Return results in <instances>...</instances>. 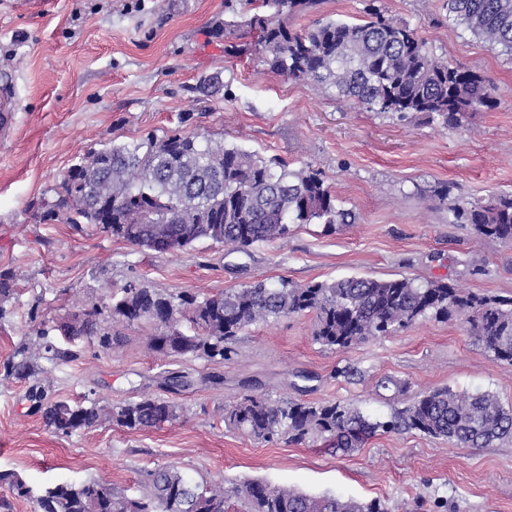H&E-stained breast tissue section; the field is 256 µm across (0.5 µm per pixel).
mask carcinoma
<instances>
[{"label": "carcinoma", "mask_w": 512, "mask_h": 512, "mask_svg": "<svg viewBox=\"0 0 512 512\" xmlns=\"http://www.w3.org/2000/svg\"><path fill=\"white\" fill-rule=\"evenodd\" d=\"M314 2L240 0L250 16L242 24L224 22V38L257 35L259 52L272 71L333 88L338 98L370 112L422 113L456 128L495 105V89L477 72L437 60L413 29L381 12L363 23L330 19L288 28L284 18ZM444 6L457 24L512 54V0H444ZM141 212L183 236L174 246L177 252L200 240L243 249L285 238L293 224L331 228L352 223V212L336 205V195L313 168L291 169L283 160L177 131L89 152L70 168L63 191L44 204L41 217L93 224L139 246L149 234V225L136 221ZM454 214L479 235L512 243V195H495ZM305 312L316 315L314 341L335 349L391 335L421 320L459 316L486 353L512 365L511 298L407 277H346L307 285L257 281L202 298L129 281L120 295L111 296L110 306L86 303L60 319L56 330L70 342L86 339L107 351L114 342L112 325L146 323L152 327L154 352L221 363L232 358L249 325ZM71 357L43 329L35 341L18 344L8 373L28 380L46 372L39 360L53 364ZM28 396L43 410L45 425L61 435L106 423L145 431L182 413L176 402L154 396L120 404L90 396L77 403H47L36 384ZM224 421L260 442L320 438L342 452L362 447L375 435L411 430L474 447L512 438V410L493 393L449 386L421 394L387 419H371L339 402L276 403L249 393L224 408ZM0 485L31 500L34 512H389L379 500L310 495L259 481L226 489L196 482L175 466L147 472L136 496L93 479L55 484L35 496L13 471H0Z\"/></svg>", "instance_id": "cac0c4a2"}]
</instances>
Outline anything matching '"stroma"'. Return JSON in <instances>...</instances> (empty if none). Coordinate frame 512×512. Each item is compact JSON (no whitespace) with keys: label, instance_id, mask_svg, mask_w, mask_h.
<instances>
[{"label":"stroma","instance_id":"1","mask_svg":"<svg viewBox=\"0 0 512 512\" xmlns=\"http://www.w3.org/2000/svg\"><path fill=\"white\" fill-rule=\"evenodd\" d=\"M371 6L415 28L439 58L479 73L497 106L455 129L366 111L271 72L252 37L242 51L226 50L214 34L230 16L224 0H0V84L20 102L16 132L0 142V271L12 273L16 289L0 307V471L19 473L36 493L95 478L134 496L144 472L174 465L197 481L376 499L393 512H512V440L459 447L412 430L343 453L321 440L260 443L224 422L225 406L248 389L274 401H337L373 417L443 386L488 391L512 409V365L485 353L457 317L336 350L314 341L315 313L289 315L250 325L222 363L159 355L143 324L112 350L88 347L51 366L57 399L76 402L93 390L115 404L150 395L183 408L179 420L140 432L105 424L54 433L28 382L6 375L21 341L134 279L211 294L256 279L406 276L512 297V245L453 217L454 208L512 194V56L449 21L442 0H321L288 25L358 22ZM213 75L222 88L204 96L198 86ZM174 131L282 157L295 169L312 165L354 223L297 224L288 238L241 250L202 241L177 253L92 224L41 220L43 203L88 152ZM348 365L358 378L338 376ZM175 372L191 385L168 390L164 379ZM384 377L406 391H377Z\"/></svg>","mask_w":512,"mask_h":512}]
</instances>
